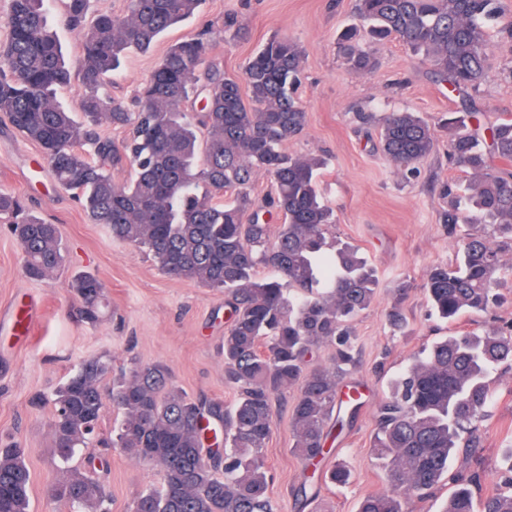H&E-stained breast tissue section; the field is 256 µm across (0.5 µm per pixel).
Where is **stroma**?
I'll list each match as a JSON object with an SVG mask.
<instances>
[{"label":"stroma","mask_w":512,"mask_h":512,"mask_svg":"<svg viewBox=\"0 0 512 512\" xmlns=\"http://www.w3.org/2000/svg\"><path fill=\"white\" fill-rule=\"evenodd\" d=\"M354 5V0H206L200 16L170 30L148 53L131 55L113 89L115 95L132 97L172 42L193 37L207 25L214 30L212 58L231 76L241 75L272 36L291 39L303 51L298 95L308 120L285 150L325 157L318 186L335 213L332 233L360 248L375 267L379 285L376 302L353 324L361 359L353 378L364 386L365 404L335 445L336 458L351 469V481L345 487H321L316 503H305L297 493L303 465L290 450V405L280 402L266 449L277 512H357L363 495L387 491L370 443L374 407L390 380L436 338L512 320L510 288H502L501 302L488 312L448 324L432 316L423 290L432 265L457 259L458 237L444 222V191L466 181L448 160V135L438 121L469 104L485 126L512 117V44L490 31L492 65L479 87L465 96L438 81L429 65L395 40L376 44V69L357 75L342 63L336 45L338 32L356 20ZM229 16L237 21L239 37L224 30ZM397 110L418 113L436 127L434 151L409 178L377 148L380 119ZM362 112L369 122L359 120ZM0 192L21 196L34 214L59 225L62 233V266L35 281L24 271L18 243L0 227V441L27 450L30 512H68L51 496L64 467L50 432L53 408L48 402L33 406L32 398H48L85 359L104 356L116 374L134 361L163 364L187 397L231 404L236 392L224 381L221 353L224 294L170 278L151 255L113 240L106 226L92 223L72 192L57 185L40 148L7 123H0ZM81 273L95 275L105 287L104 315L93 325L81 319V303L71 291ZM395 308L406 318L397 333L388 323ZM492 384L495 400L474 454L486 475L487 493L498 481L505 449L512 448V369L498 371ZM101 478L112 512H129L137 493L160 485L162 474L112 448Z\"/></svg>","instance_id":"35a3bbf8"}]
</instances>
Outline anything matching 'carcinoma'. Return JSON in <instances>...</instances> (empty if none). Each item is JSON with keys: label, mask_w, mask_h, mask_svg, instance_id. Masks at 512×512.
<instances>
[{"label": "carcinoma", "mask_w": 512, "mask_h": 512, "mask_svg": "<svg viewBox=\"0 0 512 512\" xmlns=\"http://www.w3.org/2000/svg\"><path fill=\"white\" fill-rule=\"evenodd\" d=\"M53 0H11L0 43V117L38 145L57 183L71 191L95 224L116 240L149 253L166 275L224 292V380L238 392L230 406L192 400L170 383L162 364L131 363L112 384L122 411L116 445L132 458L160 467L163 484L133 499L130 512H276L265 449L274 426V401L297 392L290 411L292 452L307 482L344 486L351 470L341 461L317 472L329 445L362 404L359 387L340 383L359 365L351 324L377 294L375 269L350 244L331 245L333 210L318 189V156H293L307 112L298 98L302 50L273 36L248 59L243 79L224 75L211 60L205 29L168 46L139 88L135 106L104 95L123 60L146 53L174 26L199 15L204 0H128L120 15L90 13V0H62L66 25L77 31L80 113L62 108L57 93L71 80L56 33L46 23ZM362 26L345 29L338 44L346 67L363 75L375 66L371 44L402 42L451 91L478 88L491 66L489 23L512 40V21L500 22L499 0H355ZM122 130L115 141L98 128ZM448 155L470 175L464 195L448 190L446 224L468 226L454 265L431 266L425 277L431 311L451 322L487 311L497 301L503 250L512 248V119L484 127L477 112L445 120ZM435 135L415 112L389 113L380 147L399 171L413 174L433 151ZM129 165L125 183L111 169ZM268 175L274 195L266 205L283 218L275 241L263 207L251 196L254 177ZM0 222L18 242L26 273L43 279L64 259L59 227L28 213L18 195L0 193ZM507 239L495 244L491 237ZM276 273L257 275L259 268ZM72 291L84 318L99 320L104 285L76 276ZM332 346V363L313 362ZM512 365L508 331L473 329L435 342L391 382L375 409L371 451L391 490L367 494L357 512H408L448 474L459 448H478L479 423L494 398L489 377ZM111 370L103 356L84 360L54 393V447L71 459L82 449L94 463L92 439L104 408L102 382ZM457 488L442 512H512V448L496 488L475 498L477 471L453 477ZM26 449L0 445V512H29ZM52 496L80 512H110L111 495L94 469L65 471Z\"/></svg>", "instance_id": "obj_1"}]
</instances>
